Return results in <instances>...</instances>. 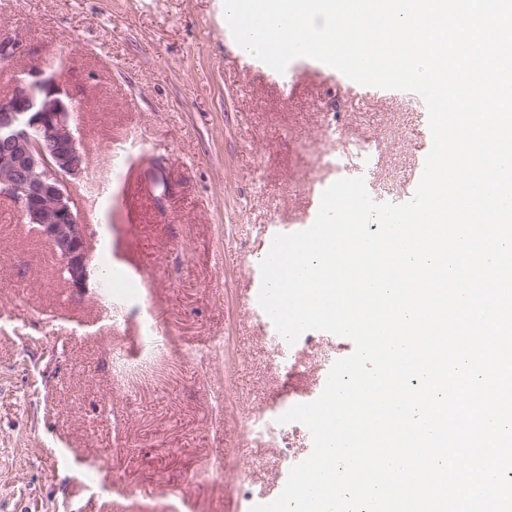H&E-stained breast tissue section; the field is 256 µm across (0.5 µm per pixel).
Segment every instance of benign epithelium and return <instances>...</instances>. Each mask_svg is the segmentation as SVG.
Returning a JSON list of instances; mask_svg holds the SVG:
<instances>
[{"label":"benign epithelium","instance_id":"7a95c632","mask_svg":"<svg viewBox=\"0 0 512 512\" xmlns=\"http://www.w3.org/2000/svg\"><path fill=\"white\" fill-rule=\"evenodd\" d=\"M23 54L0 37V60ZM74 99L60 70L31 67L0 100V195L52 247L72 288L87 286L90 270L80 206L73 188L87 166L71 125Z\"/></svg>","mask_w":512,"mask_h":512}]
</instances>
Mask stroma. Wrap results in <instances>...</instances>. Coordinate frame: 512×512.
<instances>
[{"instance_id":"stroma-1","label":"stroma","mask_w":512,"mask_h":512,"mask_svg":"<svg viewBox=\"0 0 512 512\" xmlns=\"http://www.w3.org/2000/svg\"><path fill=\"white\" fill-rule=\"evenodd\" d=\"M1 35L24 53L0 62V98L53 56L84 105L90 279L70 288L0 196V512H250L285 480L247 418L317 394L354 344L318 331L280 357L247 262L335 181L323 158L343 142L379 144L365 186L398 204L421 102L356 100L312 59L285 90L238 50L223 0H0ZM109 267L133 294L100 287ZM269 232H268V241L270 242V247H271V243H272V240H273V237L276 235V234H279V233H283V234H289V233H294V232H290L288 230H286L283 226L279 225V224H272V225H269ZM270 247H269V250H270ZM269 250L263 254V256L261 257V259L259 261H257L252 269V288L250 289V294L248 295L247 297V301L246 303L249 305V306H254V307H257L258 309L261 308V310L264 312V314L269 318V320L272 322V320L270 319V317L265 313V311L262 309V307L260 306L259 302H258V294H259V291H260V287H261V270H260V263L261 261L266 257V255L268 254ZM273 323V322H272Z\"/></svg>"}]
</instances>
